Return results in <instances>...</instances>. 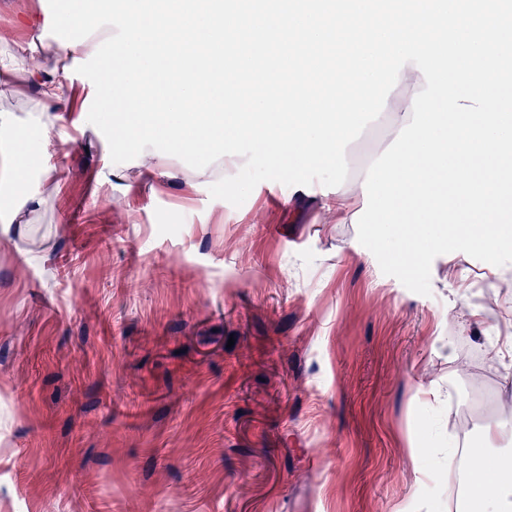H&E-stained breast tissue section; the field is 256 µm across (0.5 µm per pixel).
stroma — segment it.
Listing matches in <instances>:
<instances>
[{
  "instance_id": "1",
  "label": "stroma",
  "mask_w": 512,
  "mask_h": 512,
  "mask_svg": "<svg viewBox=\"0 0 512 512\" xmlns=\"http://www.w3.org/2000/svg\"><path fill=\"white\" fill-rule=\"evenodd\" d=\"M27 14L0 0L1 56L53 41ZM76 67L42 75L74 143L48 158L59 186L0 240V512H461L440 474L482 442L474 394L503 427L498 478L512 281L489 298L485 262L452 252L422 296L355 251L322 184L264 181L235 207L209 187L239 164L112 163ZM12 82L10 138L40 154V87Z\"/></svg>"
}]
</instances>
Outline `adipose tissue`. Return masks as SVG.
Returning <instances> with one entry per match:
<instances>
[{
    "label": "adipose tissue",
    "mask_w": 512,
    "mask_h": 512,
    "mask_svg": "<svg viewBox=\"0 0 512 512\" xmlns=\"http://www.w3.org/2000/svg\"><path fill=\"white\" fill-rule=\"evenodd\" d=\"M112 34L111 25H104L99 31L91 35L81 45L67 47L62 44L47 46L46 49L30 47L29 51L0 58V73L4 75L20 74L32 79L40 77L45 70L46 54H53L60 58H86L94 47L103 39ZM398 86L391 92L387 100V111L391 113L389 134L397 136L399 130L412 122L411 98L414 93L427 87L422 74L417 70L414 61H406L404 69L398 73ZM6 181L13 184L12 207L8 218L0 220V238H9L13 232V223L23 220L25 216L35 213L42 204L41 183L56 181L57 172L49 165L41 166L40 183L31 186L20 180L17 170L7 171ZM501 432V426L497 423L488 424L483 433L484 445L480 448L468 449L466 455L449 454L448 467L445 471L446 478H453L461 466H468L471 473V499L470 512H512V471H503L498 480L490 485L484 484L482 473L487 463L485 444L491 443Z\"/></svg>",
    "instance_id": "ef3b65f1"
}]
</instances>
